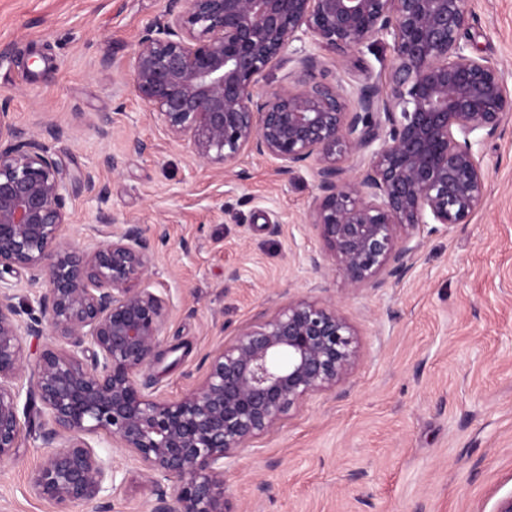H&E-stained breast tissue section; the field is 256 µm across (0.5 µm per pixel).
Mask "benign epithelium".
<instances>
[{
	"mask_svg": "<svg viewBox=\"0 0 512 512\" xmlns=\"http://www.w3.org/2000/svg\"><path fill=\"white\" fill-rule=\"evenodd\" d=\"M469 19L466 0H167L129 76L170 140L209 167L251 153L284 174L313 161L309 224L325 253L309 257L312 269L330 261L350 286L378 288L414 259L420 227L464 224L484 202L475 146L512 115V91L463 42ZM388 39V89L367 66L346 83L317 79L321 54ZM285 60L288 83L257 96ZM67 135L53 123L25 129L0 106V462L17 455L19 402L34 394L54 449L30 487L54 512L114 485L117 470L86 439L98 434L156 488L151 512H225V460L306 397L344 383L360 358L356 333L336 305L293 301L222 345L187 394H154L139 382L160 357L168 315L148 285L154 253L139 225L103 209L93 247L66 236L69 201L106 195L93 171L54 157L50 142ZM16 269L46 283L25 319L1 277ZM45 332L63 345L29 360L22 336Z\"/></svg>",
	"mask_w": 512,
	"mask_h": 512,
	"instance_id": "benign-epithelium-1",
	"label": "benign epithelium"
}]
</instances>
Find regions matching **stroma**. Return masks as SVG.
<instances>
[{
	"mask_svg": "<svg viewBox=\"0 0 512 512\" xmlns=\"http://www.w3.org/2000/svg\"><path fill=\"white\" fill-rule=\"evenodd\" d=\"M166 0H0V101L15 122L68 129L53 141L76 171L95 168L107 208L153 239L150 287L168 303L161 362L149 378L176 399L210 354L291 300L334 301L361 359L347 381L305 398L224 466L227 512H495L512 495V116L478 148L488 172L469 223L421 231L401 277L353 288L314 273L324 245L308 222L311 164L288 175L243 157L219 173L170 142L135 95L126 65ZM467 38L512 87V0H468ZM110 57L111 68L101 60ZM390 45L325 58L344 80L369 66L386 82ZM112 122L100 139L101 118ZM151 145L133 151V140ZM113 165H103L104 156ZM15 459L0 463V512H51L30 489L48 452L39 400ZM123 479L104 512H150L154 491L111 441L91 437Z\"/></svg>",
	"mask_w": 512,
	"mask_h": 512,
	"instance_id": "1",
	"label": "stroma"
}]
</instances>
